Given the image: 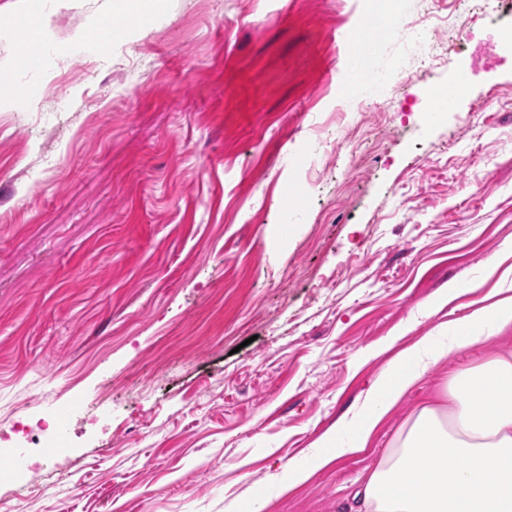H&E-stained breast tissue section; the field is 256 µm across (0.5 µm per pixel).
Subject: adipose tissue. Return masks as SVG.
Listing matches in <instances>:
<instances>
[{"label":"adipose tissue","instance_id":"adipose-tissue-1","mask_svg":"<svg viewBox=\"0 0 512 512\" xmlns=\"http://www.w3.org/2000/svg\"><path fill=\"white\" fill-rule=\"evenodd\" d=\"M447 343L425 336L390 359L344 442L326 435L311 466L295 469L301 484L313 470L366 448L382 418L440 363L512 327V296L474 310L456 323ZM353 512H512V356L501 354L460 370L439 402L421 407L378 464L351 492Z\"/></svg>","mask_w":512,"mask_h":512}]
</instances>
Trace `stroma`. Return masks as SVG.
<instances>
[{"mask_svg": "<svg viewBox=\"0 0 512 512\" xmlns=\"http://www.w3.org/2000/svg\"><path fill=\"white\" fill-rule=\"evenodd\" d=\"M366 7L164 0L127 27L122 0H0V422L112 411L68 416L48 489L2 482L0 512H346L451 372L512 353L511 330L439 364L288 489L349 437L372 350L453 335L512 266V65L427 114L470 63L454 23L404 89L344 93Z\"/></svg>", "mask_w": 512, "mask_h": 512, "instance_id": "obj_1", "label": "stroma"}]
</instances>
